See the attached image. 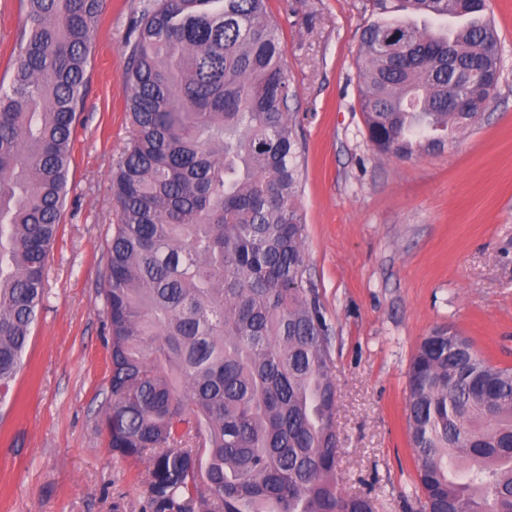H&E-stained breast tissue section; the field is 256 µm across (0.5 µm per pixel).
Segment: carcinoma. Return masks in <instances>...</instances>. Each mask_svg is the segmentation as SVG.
Wrapping results in <instances>:
<instances>
[{"instance_id": "obj_1", "label": "carcinoma", "mask_w": 512, "mask_h": 512, "mask_svg": "<svg viewBox=\"0 0 512 512\" xmlns=\"http://www.w3.org/2000/svg\"><path fill=\"white\" fill-rule=\"evenodd\" d=\"M361 110L380 153L445 147L485 112L490 0H369ZM0 86V399L23 369L68 194L106 0H21ZM463 19L431 30L416 18ZM134 130L112 171L102 427L150 512H376L339 483L328 326L306 257L303 150L265 0H147L126 43ZM468 112L448 109V86ZM419 512H512V368L447 329L408 371Z\"/></svg>"}]
</instances>
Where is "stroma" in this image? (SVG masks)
<instances>
[{"label":"stroma","mask_w":512,"mask_h":512,"mask_svg":"<svg viewBox=\"0 0 512 512\" xmlns=\"http://www.w3.org/2000/svg\"><path fill=\"white\" fill-rule=\"evenodd\" d=\"M142 0H107L46 294L12 393L0 403V512H148L144 469L101 428L108 351L99 294L118 222L112 168L131 135L125 38ZM286 55L303 145L297 207L336 378L342 488L409 512L416 470L407 373L446 327L512 367V0H491L501 77L482 119L444 149L379 153L363 122L357 57L367 0H266ZM22 18L0 0V80Z\"/></svg>","instance_id":"obj_1"}]
</instances>
